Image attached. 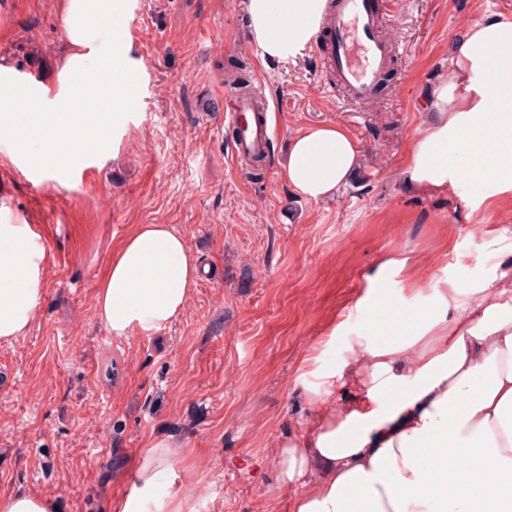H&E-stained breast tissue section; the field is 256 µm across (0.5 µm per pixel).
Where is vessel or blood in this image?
Instances as JSON below:
<instances>
[{
	"label": "vessel or blood",
	"instance_id": "vessel-or-blood-1",
	"mask_svg": "<svg viewBox=\"0 0 512 512\" xmlns=\"http://www.w3.org/2000/svg\"><path fill=\"white\" fill-rule=\"evenodd\" d=\"M388 10L387 0H335L325 15L327 47L320 63L354 102L377 95L391 64L394 47L379 36ZM227 97L224 118L236 132L233 153L242 165L267 145L268 106L258 89L245 96L232 87Z\"/></svg>",
	"mask_w": 512,
	"mask_h": 512
}]
</instances>
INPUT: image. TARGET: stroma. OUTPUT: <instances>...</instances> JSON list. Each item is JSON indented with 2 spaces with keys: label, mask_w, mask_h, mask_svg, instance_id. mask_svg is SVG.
<instances>
[{
  "label": "stroma",
  "mask_w": 512,
  "mask_h": 512,
  "mask_svg": "<svg viewBox=\"0 0 512 512\" xmlns=\"http://www.w3.org/2000/svg\"><path fill=\"white\" fill-rule=\"evenodd\" d=\"M57 0H0V63L42 80L65 44ZM512 0H397L383 34L395 56L374 104L348 102L312 50L261 61L244 0H138L128 23L139 80L113 152L91 147L63 174L10 159L0 140V198L37 227L44 296L25 336L0 343V496L23 492L58 512H113L142 448L166 437L198 512H290L276 487L280 442L319 410L364 388L340 372L380 340L377 312L397 333L438 288H463L498 263L490 230L512 237V195L459 178L417 188L403 171L426 132L430 82L448 75V43ZM247 62L270 108L261 178L232 162L224 80ZM320 124L345 127L360 163L336 198L296 196L280 176L288 142ZM141 224H167L199 259L184 312L150 333L112 336L96 284ZM414 269L409 281L397 262ZM387 265L379 306L368 278Z\"/></svg>",
  "instance_id": "obj_1"
}]
</instances>
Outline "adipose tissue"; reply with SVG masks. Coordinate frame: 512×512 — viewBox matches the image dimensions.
I'll list each match as a JSON object with an SVG mask.
<instances>
[{"mask_svg": "<svg viewBox=\"0 0 512 512\" xmlns=\"http://www.w3.org/2000/svg\"><path fill=\"white\" fill-rule=\"evenodd\" d=\"M136 0H58L68 49L52 78L18 86L0 64V136L23 150L29 136L66 134L35 166L58 172L80 157L70 141L102 142L128 99L140 64L115 35ZM327 0H246L249 38L261 59L303 52L321 28ZM448 77L429 85L430 123L404 170L422 186L465 176L512 193V20L489 18L448 46ZM100 74L95 101L82 98L88 71ZM466 147L468 162L448 161ZM348 130L304 129L290 143L282 179L310 201L335 196L357 168ZM38 234L0 224V343L27 333L44 294ZM199 277L196 255L166 224H142L113 252L97 284L96 312L112 336L148 334L186 308ZM440 288L407 338L358 349L348 381L357 404L319 411L281 442L272 468L296 488L290 512H512V264L464 291ZM114 512H197L171 444L151 439L131 491Z\"/></svg>", "mask_w": 512, "mask_h": 512, "instance_id": "adipose-tissue-1", "label": "adipose tissue"}]
</instances>
